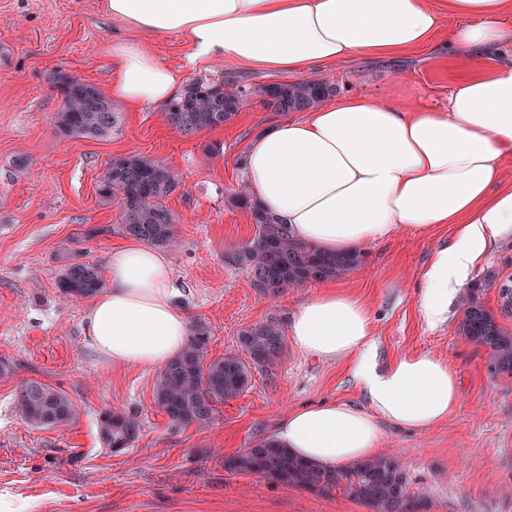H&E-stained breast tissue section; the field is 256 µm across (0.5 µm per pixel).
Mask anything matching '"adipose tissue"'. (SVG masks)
Listing matches in <instances>:
<instances>
[{"label":"adipose tissue","mask_w":512,"mask_h":512,"mask_svg":"<svg viewBox=\"0 0 512 512\" xmlns=\"http://www.w3.org/2000/svg\"><path fill=\"white\" fill-rule=\"evenodd\" d=\"M114 18L156 36L187 34L191 60L224 58L260 70L306 74L354 54L391 58L415 49L457 55L471 69L444 105L406 109L344 96L304 120L256 135L245 185L292 236L327 252L362 249L399 231L454 225L423 274L419 306L431 322L448 311L491 239L512 234V0H106ZM114 97L137 106L169 101L178 73L149 46L117 40ZM109 283L84 319L91 347L115 365L165 366L187 344L167 256L130 241L113 251ZM289 333L302 352L343 358L367 405L325 401L290 411L276 438L301 459L335 470L379 455L387 426L426 432L459 399L448 365L429 353L379 362L367 306L332 288L303 301Z\"/></svg>","instance_id":"ef3b65f1"}]
</instances>
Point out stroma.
<instances>
[{
    "instance_id": "obj_1",
    "label": "stroma",
    "mask_w": 512,
    "mask_h": 512,
    "mask_svg": "<svg viewBox=\"0 0 512 512\" xmlns=\"http://www.w3.org/2000/svg\"><path fill=\"white\" fill-rule=\"evenodd\" d=\"M106 0H0V500L14 512H368L334 492L325 497L275 484L254 473H230L225 456L272 436L291 409L321 400L365 405L341 359L314 358L295 346L273 375L254 372L245 392L218 405L205 427L178 425L158 406V369L115 366L88 344L83 321L90 305L57 287L67 264L108 266L125 240L119 208L98 191L112 158L139 154L169 167L179 181L165 201L176 215L179 244L167 256L176 303L205 323L213 357L237 351L240 332L270 318L287 326L318 282L278 298L254 288L232 255L255 232L230 196L245 182L239 160L252 136L276 115L259 98L216 129L180 136L159 104L113 101L119 127L100 138L63 136L52 119L62 102L52 76L62 71L111 95L117 61L113 41L130 36ZM183 82L224 75L261 86L272 75L221 59L188 62L180 34L142 35ZM457 58L420 54L380 62L353 57L312 72L337 96L386 99L402 105L445 103L461 70ZM224 154L210 158L209 145ZM111 234L86 238V228ZM452 227L427 234L402 231L364 249V262L335 289L368 307L380 361L409 352L433 354L457 375L461 399L448 420L426 432L387 427L385 450L398 454L410 488L429 495L432 512H512V376L498 375L487 354L457 332L462 300L475 293L512 329L503 284L512 285V237L492 244L448 299V317L428 325L419 311L422 272ZM35 379L65 393L76 419L38 429L15 411L17 390ZM131 411L139 439L124 451L105 448L99 417Z\"/></svg>"
}]
</instances>
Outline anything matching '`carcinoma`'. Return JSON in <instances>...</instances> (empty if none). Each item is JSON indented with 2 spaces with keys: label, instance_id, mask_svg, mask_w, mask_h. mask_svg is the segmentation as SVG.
Listing matches in <instances>:
<instances>
[{
  "label": "carcinoma",
  "instance_id": "carcinoma-1",
  "mask_svg": "<svg viewBox=\"0 0 512 512\" xmlns=\"http://www.w3.org/2000/svg\"><path fill=\"white\" fill-rule=\"evenodd\" d=\"M53 88L62 99L54 116L56 130L64 136L97 137L116 127L112 103L91 83L58 71ZM321 81L271 83L255 90L248 84H232L226 90L224 76L197 78L165 104L163 116L172 129L192 136L217 128L234 118L254 95L276 112L307 110L330 93ZM178 188V181L165 166L137 154L113 159L103 174L100 196L117 202L121 231L157 248L177 243V220L165 205ZM229 202L249 212L256 226L254 236L234 252L233 260L248 269L252 282L265 297L276 298L285 289L308 281L343 277L361 266L364 253L326 254L289 234L288 226L264 211L241 189ZM61 294L91 298L104 288L99 267L93 263H71L58 281ZM459 331L471 344L487 353L496 373L512 374V333L479 299L468 294L463 303ZM211 334L197 322L182 352L160 372L157 402L169 419L183 425L203 426L213 419L214 405L240 396L256 371L272 372L286 353L285 336L274 319L243 329L238 342L244 355L229 351L209 358ZM16 411L37 428L70 423L76 415L73 402L64 393L42 382L30 380L18 390ZM141 423L131 413L107 411L100 419L104 444L114 452L129 447L139 437ZM228 472L257 473L272 482L326 496L340 489L347 498L370 512H430L429 498L410 490L398 456L384 453L357 460L340 470H328L291 455L269 438L252 448L224 458Z\"/></svg>",
  "mask_w": 512,
  "mask_h": 512
}]
</instances>
